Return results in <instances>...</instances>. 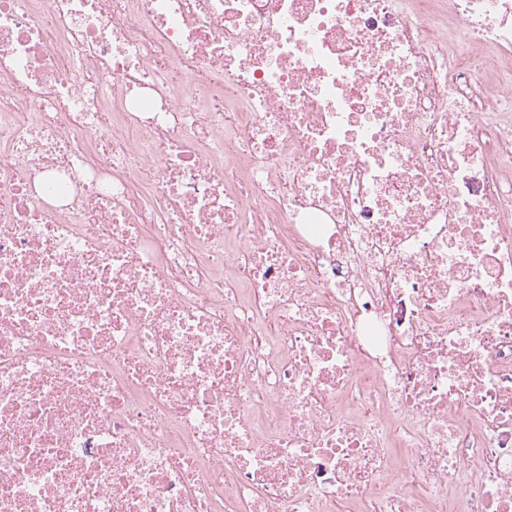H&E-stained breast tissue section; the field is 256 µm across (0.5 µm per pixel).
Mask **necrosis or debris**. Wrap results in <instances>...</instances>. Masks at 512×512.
Here are the masks:
<instances>
[{
    "label": "necrosis or debris",
    "instance_id": "necrosis-or-debris-1",
    "mask_svg": "<svg viewBox=\"0 0 512 512\" xmlns=\"http://www.w3.org/2000/svg\"><path fill=\"white\" fill-rule=\"evenodd\" d=\"M512 512V0H0V512Z\"/></svg>",
    "mask_w": 512,
    "mask_h": 512
}]
</instances>
